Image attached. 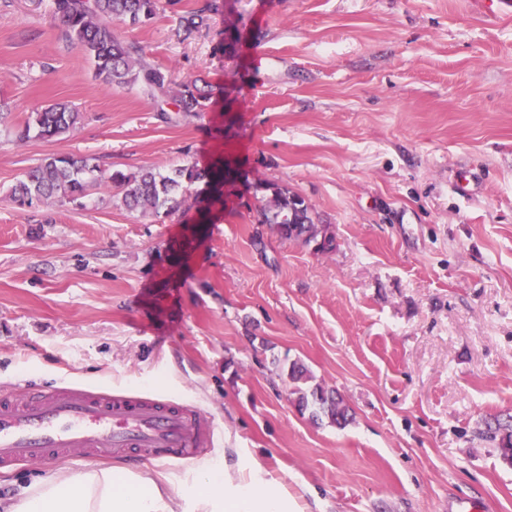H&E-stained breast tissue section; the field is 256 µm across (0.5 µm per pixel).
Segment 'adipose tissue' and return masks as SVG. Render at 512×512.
<instances>
[{
	"label": "adipose tissue",
	"instance_id": "obj_1",
	"mask_svg": "<svg viewBox=\"0 0 512 512\" xmlns=\"http://www.w3.org/2000/svg\"><path fill=\"white\" fill-rule=\"evenodd\" d=\"M170 476L140 467L95 464L77 472L51 470L0 512H292L287 491L262 480L259 469L204 464L192 495L173 490Z\"/></svg>",
	"mask_w": 512,
	"mask_h": 512
}]
</instances>
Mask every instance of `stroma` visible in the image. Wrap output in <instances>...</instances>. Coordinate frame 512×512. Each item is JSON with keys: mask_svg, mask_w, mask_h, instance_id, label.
Instances as JSON below:
<instances>
[{"mask_svg": "<svg viewBox=\"0 0 512 512\" xmlns=\"http://www.w3.org/2000/svg\"><path fill=\"white\" fill-rule=\"evenodd\" d=\"M180 0L117 35L200 115L95 79L52 0H0V394L77 384L211 411L205 461L258 464L297 512H512V467L474 430L512 414V13L472 0ZM80 114L18 140L31 112ZM60 155L104 171L231 162L224 210L127 211L108 188L32 207L11 190ZM302 196L335 248L258 223L256 182ZM305 365L352 422L289 397ZM0 470V502L48 468ZM212 93L198 88L196 83L183 85V88L172 96L176 112L183 114H197L204 112L211 99Z\"/></svg>", "mask_w": 512, "mask_h": 512, "instance_id": "stroma-1", "label": "stroma"}]
</instances>
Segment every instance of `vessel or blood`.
I'll return each instance as SVG.
<instances>
[{
	"instance_id": "vessel-or-blood-1",
	"label": "vessel or blood",
	"mask_w": 512,
	"mask_h": 512,
	"mask_svg": "<svg viewBox=\"0 0 512 512\" xmlns=\"http://www.w3.org/2000/svg\"><path fill=\"white\" fill-rule=\"evenodd\" d=\"M215 442L212 415L165 399L25 384L0 396V465L81 452L92 460L196 459Z\"/></svg>"
}]
</instances>
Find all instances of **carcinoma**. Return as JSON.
I'll list each match as a JSON object with an SVG mask.
<instances>
[{"label":"carcinoma","instance_id":"cac0c4a2","mask_svg":"<svg viewBox=\"0 0 512 512\" xmlns=\"http://www.w3.org/2000/svg\"><path fill=\"white\" fill-rule=\"evenodd\" d=\"M57 17L66 37L79 44L90 60L94 77L110 85H137L153 97H166L171 90L170 73L142 60L141 48L124 43L113 29L116 23L144 24L160 8V0H54ZM203 11H187L180 16V27L190 34L205 23ZM211 93L196 84H186L173 94L176 111L196 114L206 109ZM79 113L62 104L50 105L31 113L24 126L17 131L21 140L31 129L44 139L57 137L79 120ZM99 184L112 185L121 194L123 206L143 216L169 214L180 208L195 210V223H209L212 211L224 209V161L211 163L206 168L186 160L164 174L155 169H141L124 173L116 171L107 176L99 166L86 157L55 156L47 158L25 173L12 188L16 201L31 204L59 201L79 203ZM270 197L259 208V223L274 226L277 232L305 245L314 244L317 252L334 249V239L318 228L311 215V207L301 196L274 184L264 185ZM304 207L305 223L292 221L291 209ZM293 383L291 395L302 412L310 413L314 422H325L343 429L352 421V414L342 397L319 384H310L312 376L297 362L288 368ZM476 437L497 448L503 463L512 467V415L493 416L481 421Z\"/></svg>","mask_w":512,"mask_h":512}]
</instances>
